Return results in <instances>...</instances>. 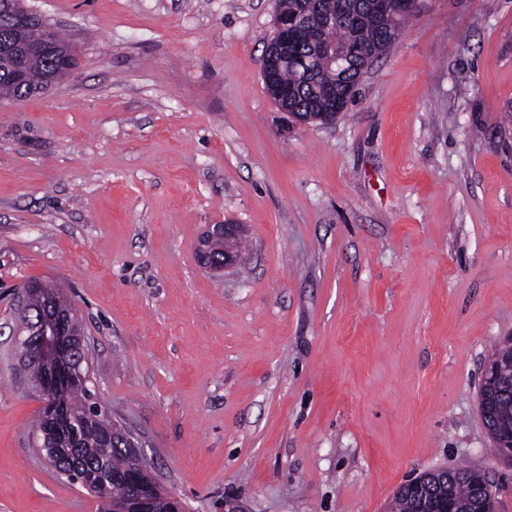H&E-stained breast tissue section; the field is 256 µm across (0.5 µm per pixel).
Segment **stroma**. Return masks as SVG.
Listing matches in <instances>:
<instances>
[{"label":"stroma","mask_w":512,"mask_h":512,"mask_svg":"<svg viewBox=\"0 0 512 512\" xmlns=\"http://www.w3.org/2000/svg\"><path fill=\"white\" fill-rule=\"evenodd\" d=\"M76 69L0 99V512H96L35 446L24 286L78 312L90 388L187 512H388L467 465L512 336V0H421L334 124L261 77L278 0H23ZM239 264L200 268L225 220ZM242 235L243 226L241 224L224 221V224L210 225L196 246L195 258L197 264L203 269L212 272H224L234 268L239 263L241 257L238 249L241 247L242 238L240 237ZM215 239L224 241V246L217 244L215 247L216 256H224V260L220 262L214 258L209 248V244ZM499 352L490 356L484 369L483 383L498 379L503 385L508 384V378L502 373L505 367L512 368V339L503 340L499 346Z\"/></svg>","instance_id":"35a3bbf8"}]
</instances>
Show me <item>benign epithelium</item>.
Returning a JSON list of instances; mask_svg holds the SVG:
<instances>
[{
  "instance_id": "benign-epithelium-1",
  "label": "benign epithelium",
  "mask_w": 512,
  "mask_h": 512,
  "mask_svg": "<svg viewBox=\"0 0 512 512\" xmlns=\"http://www.w3.org/2000/svg\"><path fill=\"white\" fill-rule=\"evenodd\" d=\"M419 0H374L377 13L387 17L400 11L409 14L418 8ZM0 16L4 18L8 28L14 32V42L0 49V66L8 69L14 81L27 88L31 93L42 92L41 86L35 84L25 67V59L32 55H50L57 50L55 30L44 24L37 15L5 2L0 4ZM325 20L316 18L308 12L283 14L276 13L274 33L266 49L262 61V78L272 102L279 111L288 114L300 125L311 122L333 124L341 115V111L330 108L324 112H316L306 117L296 112L288 111V90L275 82L273 64L277 55L288 51V44L300 35L315 38ZM38 27L42 30V39L38 42H28L25 33ZM365 55L366 50L354 46L341 52H328L321 64L328 67L336 66L343 70L347 67L349 54ZM243 235V226L226 221L222 224H212L198 241L195 250L197 264L212 272H224L235 267L240 261V251L237 242ZM215 239L224 241V260L217 261L210 251L209 244ZM31 294L41 297V306L33 318L32 330L25 337L28 346L24 355L26 367L32 371L35 383L41 387L45 399L44 411L47 421V431L43 441L37 444L39 448L47 449L46 460L52 467L56 466L57 448L72 431L73 421L61 402L62 395L70 385L79 379L80 373L76 365V354L83 348V339L72 328L70 314L62 312L55 305V290L52 288H25L23 298ZM512 368V339L507 338L499 344L497 355L488 359L484 369L483 381L499 380L508 384V378L503 369ZM493 499L490 484L483 480L477 485L475 497L470 506L471 512H488ZM419 512H455L451 500L422 497Z\"/></svg>"
}]
</instances>
